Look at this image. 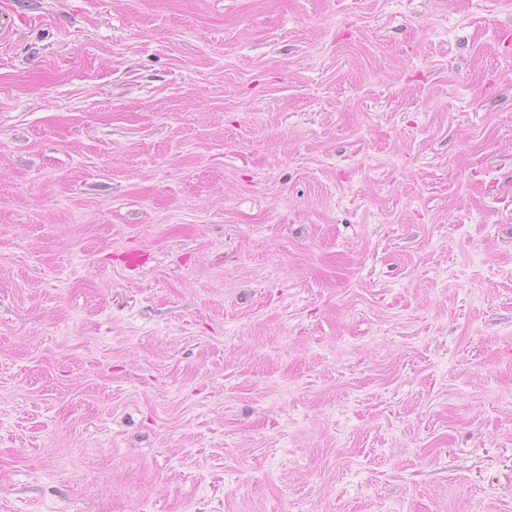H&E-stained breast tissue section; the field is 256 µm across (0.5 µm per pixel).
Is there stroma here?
<instances>
[{
  "label": "stroma",
  "mask_w": 512,
  "mask_h": 512,
  "mask_svg": "<svg viewBox=\"0 0 512 512\" xmlns=\"http://www.w3.org/2000/svg\"><path fill=\"white\" fill-rule=\"evenodd\" d=\"M0 21V512H512V0Z\"/></svg>",
  "instance_id": "1"
}]
</instances>
